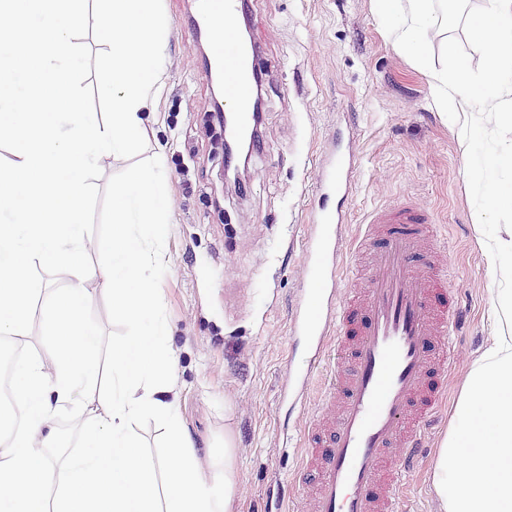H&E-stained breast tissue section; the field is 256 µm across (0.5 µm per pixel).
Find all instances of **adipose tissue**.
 <instances>
[{
	"instance_id": "adipose-tissue-1",
	"label": "adipose tissue",
	"mask_w": 512,
	"mask_h": 512,
	"mask_svg": "<svg viewBox=\"0 0 512 512\" xmlns=\"http://www.w3.org/2000/svg\"><path fill=\"white\" fill-rule=\"evenodd\" d=\"M91 18L105 47L104 122L79 91L77 36ZM164 28L159 0H0V133L11 137L14 155L0 168V340L26 336L35 271L57 268L71 279L42 308L52 364L33 356L8 378L0 512H232L236 472L228 464L208 480L199 470L174 394L178 356L152 287L159 254L150 245L168 233L162 162L113 184L107 259L95 268L82 259L88 175L103 157L138 151L163 72ZM485 254L494 272L491 334L436 453L439 512H512V237L488 238ZM91 279L127 325L112 344L100 407L78 398L99 372ZM67 406L81 420L71 451L54 425ZM144 418L163 431V466L135 432Z\"/></svg>"
}]
</instances>
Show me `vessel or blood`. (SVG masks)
I'll return each instance as SVG.
<instances>
[{"label": "vessel or blood", "instance_id": "1", "mask_svg": "<svg viewBox=\"0 0 512 512\" xmlns=\"http://www.w3.org/2000/svg\"><path fill=\"white\" fill-rule=\"evenodd\" d=\"M244 9L245 0H198L209 68L239 131L252 136L260 68L256 46L236 26ZM358 168L354 144L324 149L315 192L340 204L309 208L300 249L306 291L289 333L317 357L336 347L301 463L282 492L286 500L305 494L308 512H397L401 477L428 458L429 424L458 367L449 337L466 324L430 212L402 199L347 237Z\"/></svg>", "mask_w": 512, "mask_h": 512}]
</instances>
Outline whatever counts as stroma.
Masks as SVG:
<instances>
[{"label":"stroma","mask_w":512,"mask_h":512,"mask_svg":"<svg viewBox=\"0 0 512 512\" xmlns=\"http://www.w3.org/2000/svg\"><path fill=\"white\" fill-rule=\"evenodd\" d=\"M170 19L164 76L140 150L102 159L90 173L84 260H104L112 223V185L162 151L170 180L169 232L154 286L179 354V398L185 428L201 451L204 475L223 470L232 447L238 481L233 512H264L269 492L298 461L306 410L285 402L281 389L304 366L303 343L289 319L303 285L299 246L314 205L316 160L336 133L354 127L360 169L348 235L375 208L399 198L434 211L448 242L445 273L469 319L455 339L461 367L448 381V402L431 432L448 434L474 360L486 347L492 272L470 195L458 128L436 108L425 68L397 52L373 0H248L252 41L265 72L259 131L262 146L243 192L224 180L221 128L211 116L216 88L183 29L194 0H161ZM86 60L80 92L86 108L105 117L97 91L104 47L93 27L79 38ZM24 352L50 359L52 343L39 312L66 275L41 270ZM90 314L101 334V356L124 336L122 316L100 290Z\"/></svg>","instance_id":"35a3bbf8"}]
</instances>
